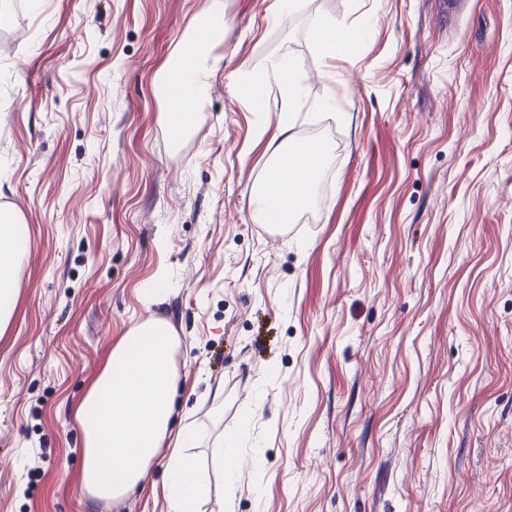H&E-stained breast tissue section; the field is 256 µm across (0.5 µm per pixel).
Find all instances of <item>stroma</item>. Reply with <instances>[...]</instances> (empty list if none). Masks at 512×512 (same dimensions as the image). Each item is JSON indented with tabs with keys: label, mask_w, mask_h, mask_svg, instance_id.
<instances>
[{
	"label": "stroma",
	"mask_w": 512,
	"mask_h": 512,
	"mask_svg": "<svg viewBox=\"0 0 512 512\" xmlns=\"http://www.w3.org/2000/svg\"><path fill=\"white\" fill-rule=\"evenodd\" d=\"M211 3L0 0V201L30 235L0 512H175L167 444L123 499L82 483L78 408L152 319L181 342L200 512H512V0H221L176 139L162 79ZM319 27L357 41L326 57ZM283 58L287 117L276 82L240 95ZM284 123L329 156L274 237L251 197ZM237 426L228 488L210 451Z\"/></svg>",
	"instance_id": "obj_1"
}]
</instances>
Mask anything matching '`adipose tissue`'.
I'll return each mask as SVG.
<instances>
[{
    "instance_id": "adipose-tissue-1",
    "label": "adipose tissue",
    "mask_w": 512,
    "mask_h": 512,
    "mask_svg": "<svg viewBox=\"0 0 512 512\" xmlns=\"http://www.w3.org/2000/svg\"><path fill=\"white\" fill-rule=\"evenodd\" d=\"M224 13L213 0L197 20V39L165 78L164 99L174 138L194 125L191 105L202 102L211 74L222 64L208 49L210 39L223 36ZM327 148H293L272 165L266 178L272 191L256 193L252 211L262 222L287 223L289 216L310 204L316 173ZM29 248L26 224L18 213L0 209V331L13 312L19 283L17 266ZM177 337L157 320L135 327L112 350L79 410L84 436L83 482L98 498H120L132 491L153 463L161 445L175 437L167 463L166 489L181 512H196L202 470L189 453L197 442L190 428L173 431L174 397L179 375L173 355Z\"/></svg>"
}]
</instances>
